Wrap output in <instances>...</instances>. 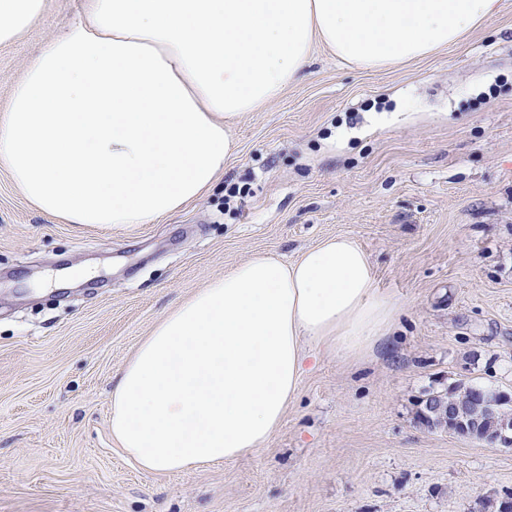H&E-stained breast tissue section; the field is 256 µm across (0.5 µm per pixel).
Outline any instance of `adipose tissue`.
Wrapping results in <instances>:
<instances>
[{
	"label": "adipose tissue",
	"instance_id": "adipose-tissue-1",
	"mask_svg": "<svg viewBox=\"0 0 512 512\" xmlns=\"http://www.w3.org/2000/svg\"><path fill=\"white\" fill-rule=\"evenodd\" d=\"M45 0H0V44ZM500 0H84L0 110V167L67 224H152L212 189L238 120L296 83L313 43L387 69L459 42ZM393 299L346 235L284 263L257 253L163 317L112 389V438L181 473L262 448L310 349L357 360Z\"/></svg>",
	"mask_w": 512,
	"mask_h": 512
}]
</instances>
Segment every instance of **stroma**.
<instances>
[{"instance_id":"stroma-1","label":"stroma","mask_w":512,"mask_h":512,"mask_svg":"<svg viewBox=\"0 0 512 512\" xmlns=\"http://www.w3.org/2000/svg\"><path fill=\"white\" fill-rule=\"evenodd\" d=\"M82 0L0 45V109ZM219 183L153 224H65L0 168V512H484L512 449L422 424L432 391L512 394V0L384 70L314 44L234 131ZM238 188L229 197V188ZM345 234L396 304L359 362L320 352L265 447L146 473L112 439L124 363L181 301L258 252Z\"/></svg>"}]
</instances>
